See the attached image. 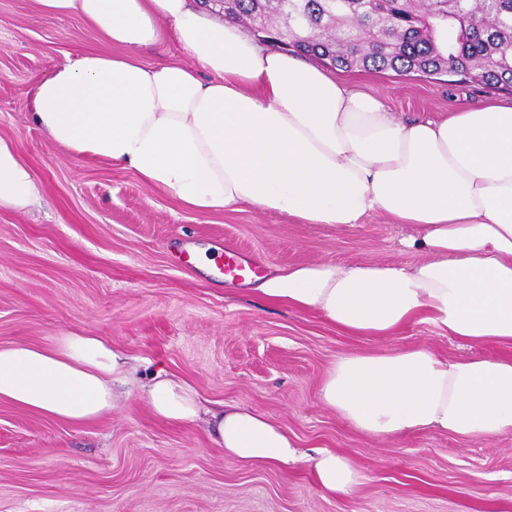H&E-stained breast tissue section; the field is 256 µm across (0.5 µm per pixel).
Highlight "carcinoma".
<instances>
[{
	"mask_svg": "<svg viewBox=\"0 0 512 512\" xmlns=\"http://www.w3.org/2000/svg\"><path fill=\"white\" fill-rule=\"evenodd\" d=\"M224 19L332 72L442 75L512 92V0H222Z\"/></svg>",
	"mask_w": 512,
	"mask_h": 512,
	"instance_id": "cac0c4a2",
	"label": "carcinoma"
}]
</instances>
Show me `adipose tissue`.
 <instances>
[{"instance_id": "adipose-tissue-1", "label": "adipose tissue", "mask_w": 512, "mask_h": 512, "mask_svg": "<svg viewBox=\"0 0 512 512\" xmlns=\"http://www.w3.org/2000/svg\"><path fill=\"white\" fill-rule=\"evenodd\" d=\"M47 19L80 18L108 44L82 48L32 81L31 118L74 155L133 170L200 214L250 206L339 230L373 214L410 225L411 266L315 262L256 289L318 312L353 336L389 338L426 322L468 343L512 344V102L405 116L320 65L271 49L199 0H35ZM174 42L190 63L144 62ZM15 144L0 137V208L39 204ZM122 356L69 331L47 346L0 347V399L72 424L112 410L128 383ZM154 414L195 423L187 384L156 373ZM323 403L377 438L439 428L463 439L512 434V358H443L424 346L336 358ZM212 440L244 465L307 460L323 492L352 495L361 474L319 448L302 455L264 414L212 416Z\"/></svg>"}]
</instances>
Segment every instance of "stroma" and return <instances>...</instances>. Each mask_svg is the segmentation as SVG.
Wrapping results in <instances>:
<instances>
[{"instance_id":"35a3bbf8","label":"stroma","mask_w":512,"mask_h":512,"mask_svg":"<svg viewBox=\"0 0 512 512\" xmlns=\"http://www.w3.org/2000/svg\"><path fill=\"white\" fill-rule=\"evenodd\" d=\"M77 45L106 48L78 18L45 19L34 0H0V137L17 144L44 197L28 214L0 210V346L89 329L127 359L135 381L111 413L81 425L0 401V512H512V434L373 438L319 395L328 367L347 353L419 345L453 358H512V345L466 344L427 323L387 340L349 336L220 271L230 248L260 278L319 261L408 266L417 257L399 246L407 228L381 214L342 231L248 207L201 215L133 171L72 154L32 123L30 93L33 78ZM342 79L398 113L444 115L490 97L472 83L390 71ZM197 250L215 269L188 262ZM159 371L207 406L265 414L303 453L348 456L365 482L352 497H332L306 462L225 457L204 425L153 413L144 387Z\"/></svg>"}]
</instances>
